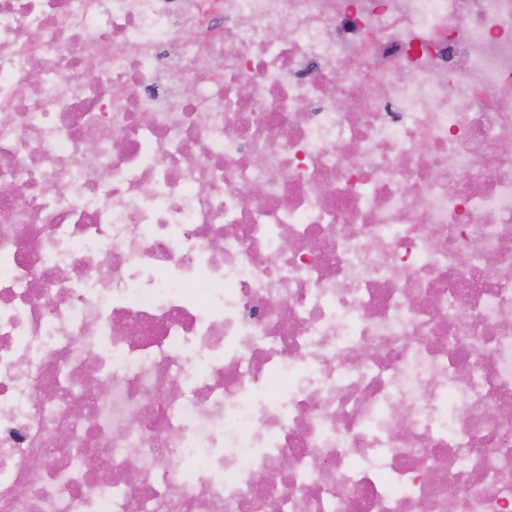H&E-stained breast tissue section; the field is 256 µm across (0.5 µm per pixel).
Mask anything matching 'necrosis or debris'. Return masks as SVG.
<instances>
[{
	"label": "necrosis or debris",
	"instance_id": "necrosis-or-debris-1",
	"mask_svg": "<svg viewBox=\"0 0 512 512\" xmlns=\"http://www.w3.org/2000/svg\"><path fill=\"white\" fill-rule=\"evenodd\" d=\"M504 142L512 0H0V512H512Z\"/></svg>",
	"mask_w": 512,
	"mask_h": 512
}]
</instances>
